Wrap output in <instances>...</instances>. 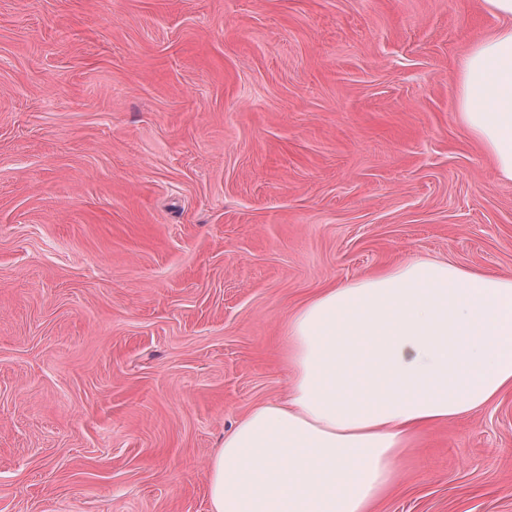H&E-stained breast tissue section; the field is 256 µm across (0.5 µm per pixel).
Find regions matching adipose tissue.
Listing matches in <instances>:
<instances>
[{
	"label": "adipose tissue",
	"mask_w": 512,
	"mask_h": 512,
	"mask_svg": "<svg viewBox=\"0 0 512 512\" xmlns=\"http://www.w3.org/2000/svg\"><path fill=\"white\" fill-rule=\"evenodd\" d=\"M457 69L458 123L512 182V0ZM285 400L209 462L210 512H371L414 436L512 389V278L419 256L326 288L288 322Z\"/></svg>",
	"instance_id": "ef3b65f1"
}]
</instances>
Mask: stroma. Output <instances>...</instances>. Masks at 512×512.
<instances>
[{
  "label": "stroma",
  "instance_id": "obj_1",
  "mask_svg": "<svg viewBox=\"0 0 512 512\" xmlns=\"http://www.w3.org/2000/svg\"><path fill=\"white\" fill-rule=\"evenodd\" d=\"M480 0H0V512H209L323 288L512 277V182L455 118ZM377 512H512V391Z\"/></svg>",
  "mask_w": 512,
  "mask_h": 512
}]
</instances>
